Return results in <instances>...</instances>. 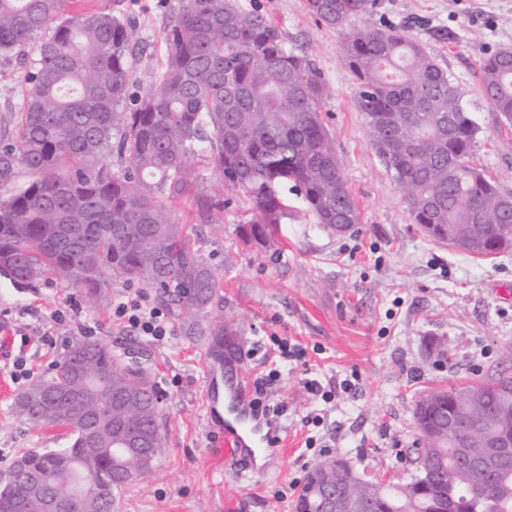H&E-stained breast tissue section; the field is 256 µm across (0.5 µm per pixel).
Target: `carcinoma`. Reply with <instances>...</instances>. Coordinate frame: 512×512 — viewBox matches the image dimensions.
I'll use <instances>...</instances> for the list:
<instances>
[{
    "label": "carcinoma",
    "mask_w": 512,
    "mask_h": 512,
    "mask_svg": "<svg viewBox=\"0 0 512 512\" xmlns=\"http://www.w3.org/2000/svg\"><path fill=\"white\" fill-rule=\"evenodd\" d=\"M317 20L342 34L341 54L355 79L357 102L375 152L416 224H450L460 249L496 253L512 237V196L469 162L478 127L448 72L402 29L372 20V0H307ZM165 65L149 89L128 103L137 25L106 10L75 11L71 0H0V54L35 60L21 72L19 111L0 118V268L21 282L47 274L98 301L112 282L152 288L159 305L184 311L192 336H222L209 319L221 279L201 254L195 228L176 217L188 198L198 224L223 222L224 202L196 187L188 159L200 157L250 205L238 226L248 243H274L290 186L306 213L331 228L351 227L360 211L324 118L329 89L311 61L288 50L263 14L237 0H180L166 29ZM482 87L495 111L512 122V49L484 59ZM112 162H104V156ZM102 377L87 390L77 374L79 352ZM482 398L473 403L470 394ZM454 405L457 434L490 439L512 431V388L498 377L427 394ZM160 394L146 372L100 342H75L51 377L17 399L29 424L70 430L64 448L30 455L28 477L11 487L27 512H43L31 483L60 496L73 463L88 447L87 415L122 420L123 433L155 434ZM432 474L427 494L412 484L352 485L350 512H512V464L474 473L448 439L421 436ZM99 456L87 476L78 512H99L112 476ZM321 467L310 471L295 512H318L311 497Z\"/></svg>",
    "instance_id": "1"
}]
</instances>
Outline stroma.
<instances>
[{
  "label": "stroma",
  "instance_id": "1",
  "mask_svg": "<svg viewBox=\"0 0 512 512\" xmlns=\"http://www.w3.org/2000/svg\"><path fill=\"white\" fill-rule=\"evenodd\" d=\"M238 4L268 16L288 49L307 55L331 89L325 118L361 213L359 224L339 235L315 224L295 194L282 189L288 217L275 245L261 250L238 235L247 208L242 195L225 189L218 173L197 169L201 190L224 201L223 222L199 225L197 246L223 280L210 317L224 326L225 348H250L275 335L306 351L270 392L288 405L279 468L250 486L225 472L224 454L204 429L203 353L176 314L168 316L171 336L158 345L113 323V302L130 291L121 282L90 305L54 276L16 284L0 275V478L23 452L66 445L68 430L33 428L16 400L50 376L76 341L80 321L96 326V340L146 370L163 394L162 455L147 479L115 491L112 512H295L307 474L338 456L368 481H410L419 444L417 401L495 372L512 374V363L502 359L512 345V250L473 257L414 224L391 171L367 140L341 36L310 14L307 0ZM78 5L137 22L141 45L131 92L143 94L165 64L164 28L178 0ZM373 19L411 32L447 70L480 128L472 163L512 195V124L494 111L481 83L483 58L512 49V0H375ZM74 305L78 321L57 325L51 345H43L37 311L66 312ZM442 345L453 363L439 360ZM18 360L31 368V378L15 379ZM311 373L333 392L331 402L307 392Z\"/></svg>",
  "mask_w": 512,
  "mask_h": 512
}]
</instances>
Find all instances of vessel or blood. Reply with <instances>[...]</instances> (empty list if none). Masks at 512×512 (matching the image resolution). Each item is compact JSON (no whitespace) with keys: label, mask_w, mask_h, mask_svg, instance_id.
<instances>
[{"label":"vessel or blood","mask_w":512,"mask_h":512,"mask_svg":"<svg viewBox=\"0 0 512 512\" xmlns=\"http://www.w3.org/2000/svg\"><path fill=\"white\" fill-rule=\"evenodd\" d=\"M204 343L206 430L214 443L226 447L231 457L246 460V467L236 473L238 480L250 482L268 477L276 469L277 447L284 427L253 406L240 355H222L213 338H205Z\"/></svg>","instance_id":"b4317fda"}]
</instances>
